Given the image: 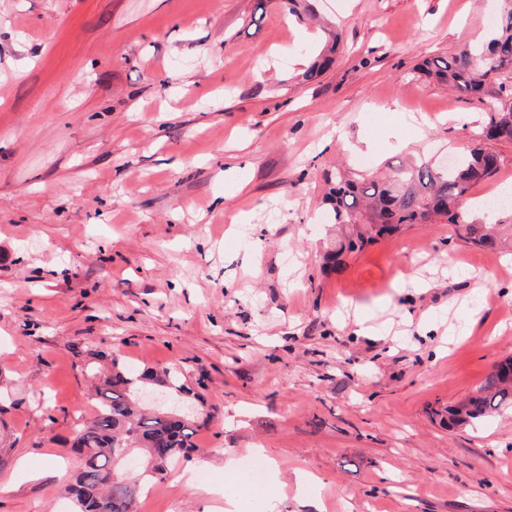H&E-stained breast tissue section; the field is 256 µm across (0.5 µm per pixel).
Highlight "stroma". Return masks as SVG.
I'll return each mask as SVG.
<instances>
[{"mask_svg":"<svg viewBox=\"0 0 512 512\" xmlns=\"http://www.w3.org/2000/svg\"><path fill=\"white\" fill-rule=\"evenodd\" d=\"M0 0V512H72L108 353L213 407L137 512H512V411L433 414L512 357V259L417 224L324 265L336 163L471 145L480 97L415 72L500 0ZM342 50L314 80L320 49ZM267 481L233 491L239 462Z\"/></svg>","mask_w":512,"mask_h":512,"instance_id":"obj_1","label":"stroma"}]
</instances>
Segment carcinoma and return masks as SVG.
Wrapping results in <instances>:
<instances>
[{"label": "carcinoma", "instance_id": "carcinoma-1", "mask_svg": "<svg viewBox=\"0 0 512 512\" xmlns=\"http://www.w3.org/2000/svg\"><path fill=\"white\" fill-rule=\"evenodd\" d=\"M501 16L478 44L451 58L434 57L419 71L469 96L512 69V0H502ZM512 141V97L482 128L479 137ZM498 155L476 143L449 169L431 160L396 169L389 178L336 171L326 175L330 205L328 223L336 225V248L327 259L337 263L344 252L393 236L416 224H449L455 236L472 248L512 255V224H491L470 217L462 202L470 189L500 171ZM112 375L96 388L95 414L83 423L70 451L81 461L68 494L75 512H137L145 492L165 478L170 467L201 451L192 440L202 410L185 416L168 408L146 413L138 399L145 387L173 396L189 393L174 367L157 371L110 357ZM512 410V358L492 367L480 386L442 409L450 430L474 428L486 419Z\"/></svg>", "mask_w": 512, "mask_h": 512}]
</instances>
